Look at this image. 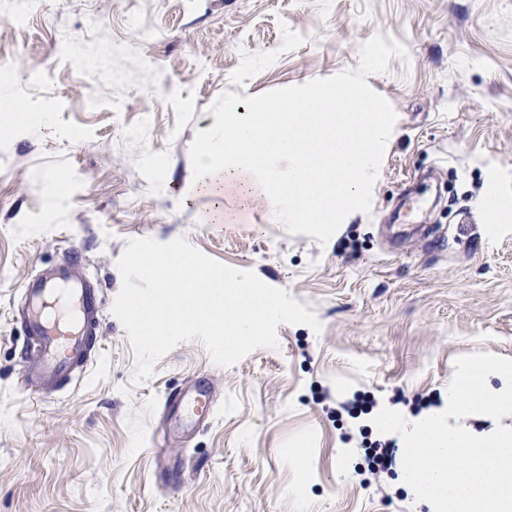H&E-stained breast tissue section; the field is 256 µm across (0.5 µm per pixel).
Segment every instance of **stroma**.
Returning a JSON list of instances; mask_svg holds the SVG:
<instances>
[{
	"label": "stroma",
	"instance_id": "1",
	"mask_svg": "<svg viewBox=\"0 0 512 512\" xmlns=\"http://www.w3.org/2000/svg\"><path fill=\"white\" fill-rule=\"evenodd\" d=\"M60 29L124 50L90 67L59 53ZM378 35L407 57L366 78L397 114L370 213L322 245L266 197L198 193L190 146L220 95L358 68ZM0 56V99L26 112L0 123V512H427L399 464L370 470L382 436L346 406L410 417L445 404L460 356L512 358V223L478 206L512 200V0H43L23 25L0 0ZM180 236L287 291L321 333L279 325L277 347L230 367L186 341L134 382L117 260ZM73 247L107 304L101 347L45 397L21 385L18 289ZM201 377L214 415L186 429L162 400ZM480 208L485 216L492 222H512V202L502 201L491 191L480 201Z\"/></svg>",
	"mask_w": 512,
	"mask_h": 512
}]
</instances>
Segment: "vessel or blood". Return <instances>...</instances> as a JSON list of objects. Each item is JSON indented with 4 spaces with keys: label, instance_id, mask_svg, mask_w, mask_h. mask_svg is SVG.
I'll use <instances>...</instances> for the list:
<instances>
[{
    "label": "vessel or blood",
    "instance_id": "b4317fda",
    "mask_svg": "<svg viewBox=\"0 0 512 512\" xmlns=\"http://www.w3.org/2000/svg\"><path fill=\"white\" fill-rule=\"evenodd\" d=\"M22 290L27 300L22 333L26 343L37 346L36 359L25 370L23 382L48 395L91 363L104 300L87 280L66 271L27 280ZM163 410L189 426L213 416L212 399L200 383L168 394Z\"/></svg>",
    "mask_w": 512,
    "mask_h": 512
}]
</instances>
